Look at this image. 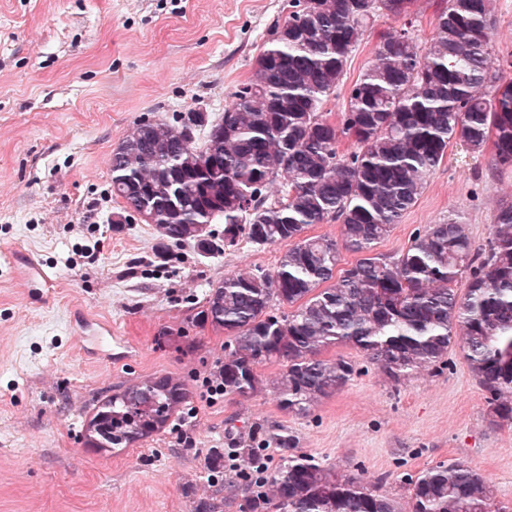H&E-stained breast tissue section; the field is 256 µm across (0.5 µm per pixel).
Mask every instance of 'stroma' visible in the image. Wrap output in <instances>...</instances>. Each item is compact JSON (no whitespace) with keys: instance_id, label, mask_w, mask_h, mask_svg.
Wrapping results in <instances>:
<instances>
[{"instance_id":"1","label":"stroma","mask_w":512,"mask_h":512,"mask_svg":"<svg viewBox=\"0 0 512 512\" xmlns=\"http://www.w3.org/2000/svg\"><path fill=\"white\" fill-rule=\"evenodd\" d=\"M291 0H0V512H239L257 492L243 478L251 449L270 468L305 454L361 476L411 512L408 480L461 460L512 508V424L490 422L487 394L460 346L441 369L402 383L357 349L336 345L358 372L309 414L284 411L275 363L259 366L248 398H205L224 360L223 330L197 320L224 276L276 265L283 245L214 254L162 241L137 217L113 223L111 158L136 124L218 118L248 82ZM381 18L352 53L326 109L370 61ZM456 142L417 203L378 243L406 250L418 229L456 219L485 247L512 168ZM54 284L31 287L24 261ZM181 380L183 412L127 448L87 444L101 400L155 377Z\"/></svg>"}]
</instances>
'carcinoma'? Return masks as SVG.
I'll list each match as a JSON object with an SVG mask.
<instances>
[{
  "mask_svg": "<svg viewBox=\"0 0 512 512\" xmlns=\"http://www.w3.org/2000/svg\"><path fill=\"white\" fill-rule=\"evenodd\" d=\"M419 2L292 0L219 119L189 112L178 129L140 122L112 152V195L162 239L207 253L212 225L222 224L226 247L288 244L273 270L224 277L198 312L229 338L219 371L228 396L253 395L262 386L257 366L275 362L280 406L305 415L358 373L342 357H322L331 346H353L398 383L440 367L458 341L492 422L512 423V204L497 208L484 251L450 219L416 232L401 254L373 253L451 141L472 153L490 144L494 165L512 167V78L493 70L492 0H442L423 45L411 27ZM384 16L408 26L381 38L335 120L323 105ZM344 138L353 151H340ZM330 221L340 238L303 235ZM342 250L359 258L338 273ZM276 301L292 311L273 312ZM185 399L169 377L131 385L98 406L87 441L125 447L163 428ZM269 489L241 512H264L270 501L278 512H399L360 476L337 477L306 455L285 458ZM409 498L412 512H506L488 480L460 460L410 480Z\"/></svg>",
  "mask_w": 512,
  "mask_h": 512,
  "instance_id": "1",
  "label": "carcinoma"
}]
</instances>
